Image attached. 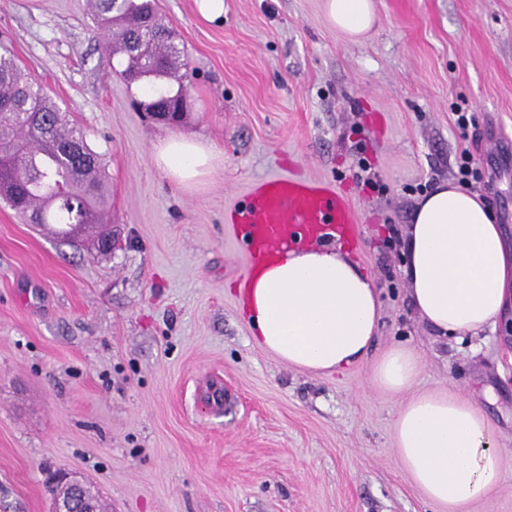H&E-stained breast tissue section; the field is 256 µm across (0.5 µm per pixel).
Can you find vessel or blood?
<instances>
[{
    "instance_id": "obj_1",
    "label": "vessel or blood",
    "mask_w": 512,
    "mask_h": 512,
    "mask_svg": "<svg viewBox=\"0 0 512 512\" xmlns=\"http://www.w3.org/2000/svg\"><path fill=\"white\" fill-rule=\"evenodd\" d=\"M240 239L252 259L311 243L324 231H355V214L331 186L298 176L257 182L233 214Z\"/></svg>"
}]
</instances>
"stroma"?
Wrapping results in <instances>:
<instances>
[{
	"label": "stroma",
	"mask_w": 512,
	"mask_h": 512,
	"mask_svg": "<svg viewBox=\"0 0 512 512\" xmlns=\"http://www.w3.org/2000/svg\"><path fill=\"white\" fill-rule=\"evenodd\" d=\"M92 0H0V44L81 127L105 167L112 250L23 223L0 204V512H52L47 471L80 477L108 512H432L402 470L368 360L340 374L256 344L237 289L252 266L232 211L257 181L299 174L352 205L345 244L382 301L370 358L405 343L415 391L476 398L505 479L469 512H512V313L443 339L409 299L402 236L416 200L468 182L512 246V0H375L351 41L320 0H158L192 74L178 123L150 117L108 57ZM468 113L467 130L455 124ZM191 135L219 154L186 189L153 162Z\"/></svg>",
	"instance_id": "obj_1"
}]
</instances>
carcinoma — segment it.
Here are the masks:
<instances>
[{"mask_svg": "<svg viewBox=\"0 0 512 512\" xmlns=\"http://www.w3.org/2000/svg\"><path fill=\"white\" fill-rule=\"evenodd\" d=\"M94 9L108 56L127 59L120 78L129 85L148 78L176 82L173 96L162 86L151 88L145 110L165 109L179 120L191 74L159 17L157 0H94ZM0 201L30 224L66 225L64 236L74 224L81 233L91 224L112 223L101 158L7 49L0 53Z\"/></svg>", "mask_w": 512, "mask_h": 512, "instance_id": "cac0c4a2", "label": "carcinoma"}]
</instances>
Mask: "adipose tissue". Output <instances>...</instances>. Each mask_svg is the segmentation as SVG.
Returning <instances> with one entry per match:
<instances>
[{"label":"adipose tissue","instance_id":"adipose-tissue-1","mask_svg":"<svg viewBox=\"0 0 512 512\" xmlns=\"http://www.w3.org/2000/svg\"><path fill=\"white\" fill-rule=\"evenodd\" d=\"M326 23L349 40L377 26L373 0H323ZM157 168L185 188L203 184L216 152L170 135L155 148ZM406 276L420 319L441 336H476L495 328L512 305V250L485 201L453 182L416 202L406 228ZM241 311L257 342L289 366L331 374L366 359L382 308L379 294L338 244L288 250L246 282ZM422 371L419 352L395 344L368 369L370 383L406 395L392 425L400 465L436 512H468L504 478L496 430L472 397L450 387L410 389Z\"/></svg>","mask_w":512,"mask_h":512}]
</instances>
